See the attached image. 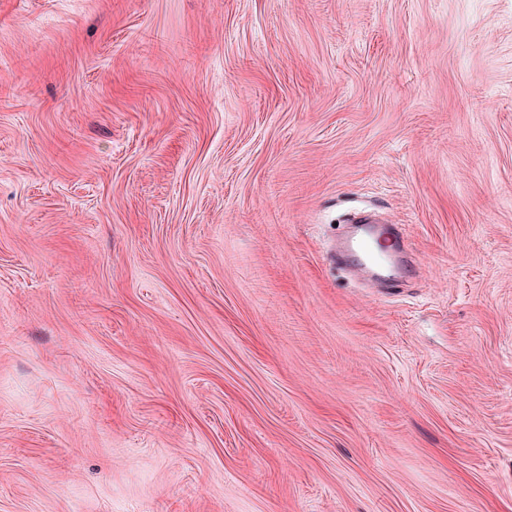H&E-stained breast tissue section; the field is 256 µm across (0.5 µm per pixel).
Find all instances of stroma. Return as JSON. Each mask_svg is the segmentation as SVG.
Instances as JSON below:
<instances>
[{"instance_id": "obj_1", "label": "stroma", "mask_w": 512, "mask_h": 512, "mask_svg": "<svg viewBox=\"0 0 512 512\" xmlns=\"http://www.w3.org/2000/svg\"><path fill=\"white\" fill-rule=\"evenodd\" d=\"M0 512H512V0H0ZM352 224L366 226L362 230L358 229L357 233L346 241L344 251L356 255L363 265L375 269L378 276H383L382 269L393 253L408 249L402 225H379L382 223L374 211H360ZM372 224L378 225L373 228L370 226ZM379 240H386V247L389 249L385 251L386 254L383 257L372 249V244Z\"/></svg>"}]
</instances>
